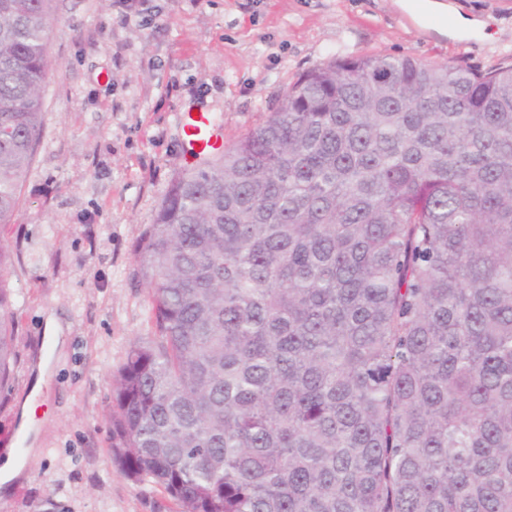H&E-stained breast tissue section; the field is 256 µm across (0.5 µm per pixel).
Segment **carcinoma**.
<instances>
[{
    "instance_id": "carcinoma-1",
    "label": "carcinoma",
    "mask_w": 512,
    "mask_h": 512,
    "mask_svg": "<svg viewBox=\"0 0 512 512\" xmlns=\"http://www.w3.org/2000/svg\"><path fill=\"white\" fill-rule=\"evenodd\" d=\"M52 0H0V224ZM153 334L112 458L180 512H512V67L348 56L179 174L137 246ZM0 278V397L14 361Z\"/></svg>"
}]
</instances>
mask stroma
Masks as SVG:
<instances>
[{
  "mask_svg": "<svg viewBox=\"0 0 512 512\" xmlns=\"http://www.w3.org/2000/svg\"><path fill=\"white\" fill-rule=\"evenodd\" d=\"M452 2L485 31L438 36L397 0H53L44 131L0 225L15 323L0 456L25 463L0 512H179L119 471L106 414L112 374L153 331L135 249L188 167L187 113H211L229 146L333 58L512 65V0Z\"/></svg>",
  "mask_w": 512,
  "mask_h": 512,
  "instance_id": "35a3bbf8",
  "label": "stroma"
}]
</instances>
